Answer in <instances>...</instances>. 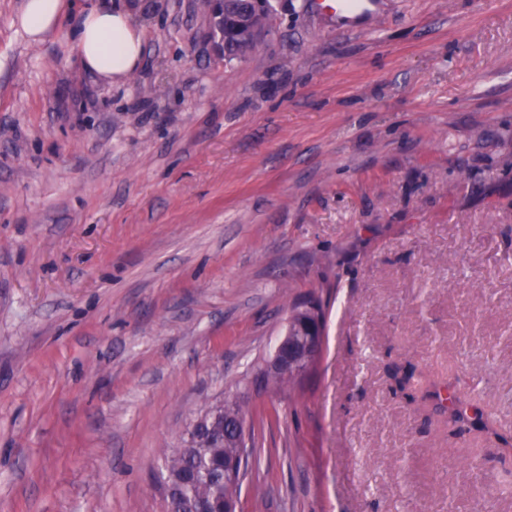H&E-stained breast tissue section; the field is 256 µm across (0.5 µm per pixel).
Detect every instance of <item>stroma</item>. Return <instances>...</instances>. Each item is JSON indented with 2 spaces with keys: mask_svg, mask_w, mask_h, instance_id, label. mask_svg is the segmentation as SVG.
<instances>
[{
  "mask_svg": "<svg viewBox=\"0 0 512 512\" xmlns=\"http://www.w3.org/2000/svg\"><path fill=\"white\" fill-rule=\"evenodd\" d=\"M0 0V512H163V450L244 391L298 296L305 394L253 392L237 512H512V451L448 435L394 377L512 433V0H382L362 30L271 0L214 56L200 0H141L143 56L83 69ZM254 4L255 11L253 14H242L233 15L231 20L228 22L230 31L236 35L239 39L237 40L232 36H229L224 46V33L220 32L221 37L216 38L210 28V42L212 52L220 57L227 58L229 60L241 59L247 53L252 51L255 47V42L259 39L263 33L262 30L270 32V15L271 13H264L259 18V24L257 22V15H260L263 11H270L271 4L269 0H248ZM260 25V27H259ZM249 40V41H244ZM252 41V42H251ZM254 42V43H253Z\"/></svg>",
  "mask_w": 512,
  "mask_h": 512,
  "instance_id": "35a3bbf8",
  "label": "stroma"
}]
</instances>
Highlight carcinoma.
<instances>
[{"label": "carcinoma", "instance_id": "1", "mask_svg": "<svg viewBox=\"0 0 512 512\" xmlns=\"http://www.w3.org/2000/svg\"><path fill=\"white\" fill-rule=\"evenodd\" d=\"M255 43L228 38L224 57L241 59L252 51ZM289 317L294 332L299 334L308 320H318L326 329V304L313 294L292 305ZM298 377L292 373H267L259 382L260 389L285 392L294 388ZM426 396L439 402L447 414L448 436L460 438L474 431H489L484 415L472 408L466 397L456 394L451 385H431ZM264 423L262 410L237 395L209 405L182 434L181 448L163 454L160 485L166 512H197L203 505L209 512H225L226 501L238 497L242 481L238 474H248L260 465V455L253 447H239L234 433L237 420Z\"/></svg>", "mask_w": 512, "mask_h": 512}]
</instances>
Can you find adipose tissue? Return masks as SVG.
Masks as SVG:
<instances>
[{
  "label": "adipose tissue",
  "mask_w": 512,
  "mask_h": 512,
  "mask_svg": "<svg viewBox=\"0 0 512 512\" xmlns=\"http://www.w3.org/2000/svg\"><path fill=\"white\" fill-rule=\"evenodd\" d=\"M68 9L66 0H25L18 22L31 40L54 30ZM138 5L118 0L109 8L91 4L76 17L71 30L74 48L86 70L108 81L127 77L139 64L143 46L135 25Z\"/></svg>",
  "instance_id": "ef3b65f1"
}]
</instances>
